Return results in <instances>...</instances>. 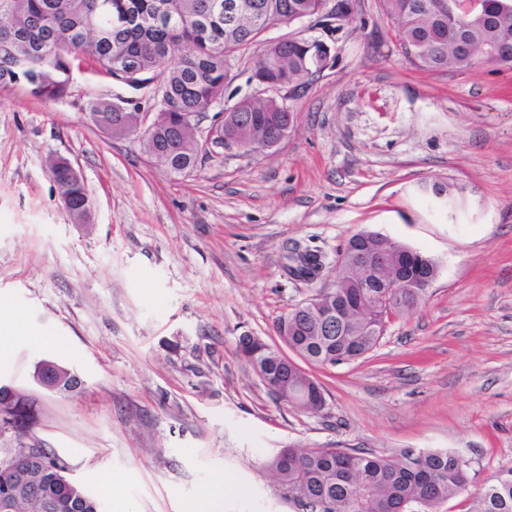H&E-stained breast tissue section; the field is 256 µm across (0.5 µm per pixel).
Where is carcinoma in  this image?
<instances>
[{
    "mask_svg": "<svg viewBox=\"0 0 512 512\" xmlns=\"http://www.w3.org/2000/svg\"><path fill=\"white\" fill-rule=\"evenodd\" d=\"M215 0H0V87H19L33 97L62 99L71 94L73 64L88 56L102 73L135 88L155 84L150 99H168L159 116L142 133L146 156L170 173L186 175L202 159L197 125L187 115L200 114L224 101L234 79L232 61L255 44L264 42L255 75L297 89L324 69L331 54L302 35L264 41L272 28L304 19H354L353 0H252L254 8L234 22L210 19ZM396 24L405 54L428 70L461 68L492 47L486 59L512 69V0H482L469 10L460 5L456 21L448 20L444 0H382ZM180 61L168 65L175 52ZM89 110L115 136L134 134L130 112L96 100ZM222 134L243 146H258L281 139L287 110L276 98L244 97L224 109ZM52 172L75 214L85 209L84 181L70 176L67 159L52 162ZM357 250L376 257L387 255V276L410 273L431 279L436 262L379 232L352 236L339 252L335 277L336 303H356L378 288L357 287L353 257ZM321 266L307 253L300 265L289 268L307 277ZM424 297L408 288L390 290L384 304H372L359 327L352 311L343 325L323 328V307L308 300L295 305L275 324L280 341L306 362L321 366L351 363L373 351L381 335L376 329L391 317L415 311ZM237 354L278 399L310 413L325 406L322 388L278 347L249 335L239 337ZM58 389L68 391L79 381L64 367L47 365ZM67 462L47 448H37L22 465L24 491L13 500V512H45L52 498L53 512H99L96 498L71 479L57 478ZM297 512H437L455 498L469 481V462L457 452L405 449L399 456L383 457L359 448H307L288 444L262 465ZM472 512H512V468L501 472L476 495Z\"/></svg>",
    "mask_w": 512,
    "mask_h": 512,
    "instance_id": "carcinoma-1",
    "label": "carcinoma"
}]
</instances>
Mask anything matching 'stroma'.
<instances>
[{"label": "stroma", "instance_id": "1", "mask_svg": "<svg viewBox=\"0 0 512 512\" xmlns=\"http://www.w3.org/2000/svg\"><path fill=\"white\" fill-rule=\"evenodd\" d=\"M294 29L331 60L282 93L287 136L268 150L208 147L185 176L92 120L98 98L155 103L91 60L63 99L0 88V310L19 320L0 384L33 415L0 431V448L54 450L101 512H183L222 474V512H295L261 471L287 444L459 452L468 486L439 512H469L512 467V69L480 56L424 69L381 0H357L351 24ZM57 156L82 173L89 223L64 207ZM435 181L447 208L422 190ZM362 231L425 253L438 273L364 358L305 364L325 396L308 413L269 392L238 338L278 344L277 319L334 287L337 254ZM297 247L322 255L316 280L289 274ZM44 360L78 386L36 384Z\"/></svg>", "mask_w": 512, "mask_h": 512}]
</instances>
